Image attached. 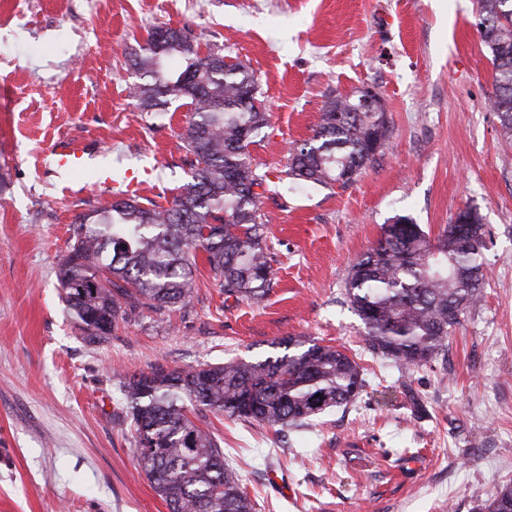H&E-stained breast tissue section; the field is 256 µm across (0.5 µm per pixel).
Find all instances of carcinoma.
I'll return each instance as SVG.
<instances>
[{"label":"carcinoma","instance_id":"cac0c4a2","mask_svg":"<svg viewBox=\"0 0 512 512\" xmlns=\"http://www.w3.org/2000/svg\"><path fill=\"white\" fill-rule=\"evenodd\" d=\"M494 67L491 107L512 138V0H477ZM130 66L140 76L131 95L144 111L192 106L180 133L190 155L189 180L162 206L121 198L76 219L60 268L66 309L92 339L111 335L127 310H172L192 298L196 250L224 303L260 302L274 284V257L260 210L265 175L250 146L268 126L247 67L220 48L201 50L184 28L155 27ZM388 138L385 112L352 111L351 98L326 102L313 136L289 148L296 180L349 187L376 160L377 133ZM464 235L448 224L432 238L399 216L375 246L354 260L345 299L361 320L368 350L404 368H419L447 350L448 336L481 301L485 281L483 217L461 214ZM263 359L168 369L124 378L121 391L134 431L138 465L170 512H255L239 472L224 463L216 434L193 417L222 414L250 424L294 426L349 403L363 387L361 366L346 351L301 336ZM512 512V483L477 505Z\"/></svg>","mask_w":512,"mask_h":512}]
</instances>
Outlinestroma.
Listing matches in <instances>:
<instances>
[{"label":"stroma","mask_w":512,"mask_h":512,"mask_svg":"<svg viewBox=\"0 0 512 512\" xmlns=\"http://www.w3.org/2000/svg\"><path fill=\"white\" fill-rule=\"evenodd\" d=\"M476 22V0H0V512H168L138 467L121 376L262 358L290 335L345 348L365 385L279 432L207 414L255 512H473L512 482V141ZM162 24L255 78L275 284L228 308L202 264L187 307L137 309L93 342L59 286L75 218L126 193L167 203L188 179L186 108L130 95L128 58ZM364 87L390 121L377 160L345 189L289 179L288 149L327 99ZM63 137L97 148L88 167L56 172ZM468 206L486 229L479 305L427 367L370 353L344 297L351 262L396 217L434 236Z\"/></svg>","instance_id":"stroma-1"}]
</instances>
